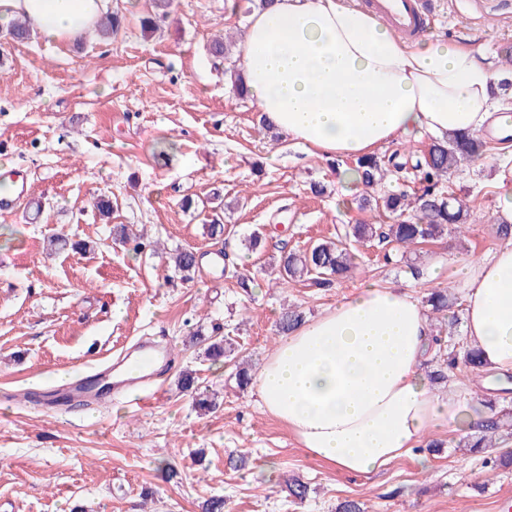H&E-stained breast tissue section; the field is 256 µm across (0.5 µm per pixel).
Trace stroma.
I'll return each mask as SVG.
<instances>
[{"instance_id":"1","label":"stroma","mask_w":512,"mask_h":512,"mask_svg":"<svg viewBox=\"0 0 512 512\" xmlns=\"http://www.w3.org/2000/svg\"><path fill=\"white\" fill-rule=\"evenodd\" d=\"M152 0H112L125 25L111 41L91 35L49 42L34 35L13 42L0 23V168L32 178L15 210L0 212V512H199L223 497L224 512H335L340 500L368 512H502L512 504V467L490 468L486 448L466 450L475 431L468 419L431 431L440 448H421L366 476L337 472L308 457L288 428L264 413L254 387L238 388L236 363L257 374L280 336L283 307L305 317L324 312L360 282L409 288L425 299L447 289L454 328L431 321L442 345L427 370L464 337L462 262L494 251L501 241V179H512V142L486 140L483 155L456 169L443 188L469 210L464 233L450 231L415 249L371 242L356 247L348 279L318 288L281 286L278 264L346 225L386 223L362 209L363 194H414L418 173L405 168L367 189L346 173L351 157L330 162L282 132L261 127L257 107L239 99L224 62L208 52L216 37L244 42L245 0H174L152 35L140 18ZM431 38L464 45L512 76V0H432ZM174 141L161 157L156 146ZM324 185L322 195L311 183ZM110 196L111 223L94 207ZM204 211L186 208L184 198ZM221 213L222 237L206 221ZM116 224L143 234L141 247L112 235ZM86 243L83 251L50 250L57 231ZM260 233L257 250L248 238ZM191 247L200 262L191 279L167 254ZM248 287H240L241 279ZM220 331L235 351L218 366L194 332ZM169 344L177 364L161 389L140 406L124 400L82 411H45L33 388L56 386L58 374L78 377L137 342ZM216 407L199 411L182 390L183 372ZM246 456L245 468L230 460ZM308 486L297 501L288 476Z\"/></svg>"}]
</instances>
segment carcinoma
Wrapping results in <instances>:
<instances>
[{
	"mask_svg": "<svg viewBox=\"0 0 512 512\" xmlns=\"http://www.w3.org/2000/svg\"><path fill=\"white\" fill-rule=\"evenodd\" d=\"M172 0H154V10L141 18L142 31L152 33L157 27L156 19L167 14ZM122 25L121 15L114 13L103 17L98 24V34L104 41L112 39ZM484 141L479 134L464 139L446 138L434 140L428 151L415 161L414 168L425 183L422 193L409 198L405 193H388L374 200L362 197V208L383 209L393 215L391 224H355L345 237L336 241H325L311 245L305 251L290 253L280 265V280L284 282L306 278L317 286H328L335 278H345L357 268L356 257L350 249V242L365 243L374 240L394 243L402 248H411L440 237L450 224H464L467 221V207L451 194L438 190V185L447 180L448 174L458 164L471 162L483 151ZM400 170L404 163L392 155L383 161L377 157L359 158L356 162V182L370 186L387 167ZM175 269L189 277L197 265L196 252L183 248L170 256ZM426 302L438 314L448 311V291L434 287L430 289ZM303 321V314L296 309L284 310L277 322L278 333L286 334ZM196 343L206 345L207 359L217 362L231 352L226 339L215 336H200ZM482 363L479 353L468 346L451 350L442 360L440 369L431 372L433 380L445 381L450 374L461 368L480 370Z\"/></svg>",
	"mask_w": 512,
	"mask_h": 512,
	"instance_id": "obj_1",
	"label": "carcinoma"
}]
</instances>
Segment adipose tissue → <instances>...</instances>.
<instances>
[{
    "mask_svg": "<svg viewBox=\"0 0 512 512\" xmlns=\"http://www.w3.org/2000/svg\"><path fill=\"white\" fill-rule=\"evenodd\" d=\"M112 0H0L48 41L75 42ZM246 86L261 115L324 158L366 157L402 134L467 136L495 118L500 73L455 43L406 46L343 0H274L249 20ZM465 336L484 367L512 373V244L463 263ZM429 320L412 293L366 283L277 344L256 378L259 405L311 457L367 475L409 456L466 413L428 383Z\"/></svg>",
    "mask_w": 512,
    "mask_h": 512,
    "instance_id": "adipose-tissue-1",
    "label": "adipose tissue"
}]
</instances>
